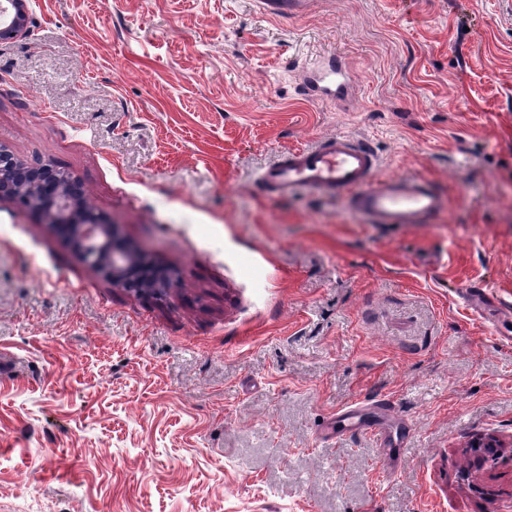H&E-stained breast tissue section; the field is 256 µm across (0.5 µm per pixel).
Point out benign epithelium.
<instances>
[{"label": "benign epithelium", "mask_w": 512, "mask_h": 512, "mask_svg": "<svg viewBox=\"0 0 512 512\" xmlns=\"http://www.w3.org/2000/svg\"><path fill=\"white\" fill-rule=\"evenodd\" d=\"M13 17L0 23V42L17 39L25 30L24 0H9ZM0 197L52 224L80 252L83 259L112 285L130 291L169 287L170 276L145 256L128 248L117 225L93 209L77 181L45 164L30 167L8 147L0 145Z\"/></svg>", "instance_id": "7a95c632"}]
</instances>
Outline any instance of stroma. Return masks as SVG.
Here are the masks:
<instances>
[{
  "instance_id": "stroma-1",
  "label": "stroma",
  "mask_w": 512,
  "mask_h": 512,
  "mask_svg": "<svg viewBox=\"0 0 512 512\" xmlns=\"http://www.w3.org/2000/svg\"><path fill=\"white\" fill-rule=\"evenodd\" d=\"M27 5L0 144L79 179L171 285L113 286L0 200V512H512V0ZM325 51L348 100L301 95ZM336 134L446 208L370 224L256 185ZM379 402L392 447L324 436ZM308 0H258L259 13L268 18L301 13Z\"/></svg>"
}]
</instances>
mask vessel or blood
Returning <instances> with one entry per match:
<instances>
[{
    "label": "vessel or blood",
    "instance_id": "vessel-or-blood-1",
    "mask_svg": "<svg viewBox=\"0 0 512 512\" xmlns=\"http://www.w3.org/2000/svg\"><path fill=\"white\" fill-rule=\"evenodd\" d=\"M308 0H257L262 16L301 13ZM354 75L340 54L328 52L302 74V92L312 100L347 97ZM370 143L347 134L319 138L315 145L282 153L264 167L258 183L268 192L339 193L349 208L372 224H425L445 205L433 181L418 175L384 177Z\"/></svg>",
    "mask_w": 512,
    "mask_h": 512
}]
</instances>
